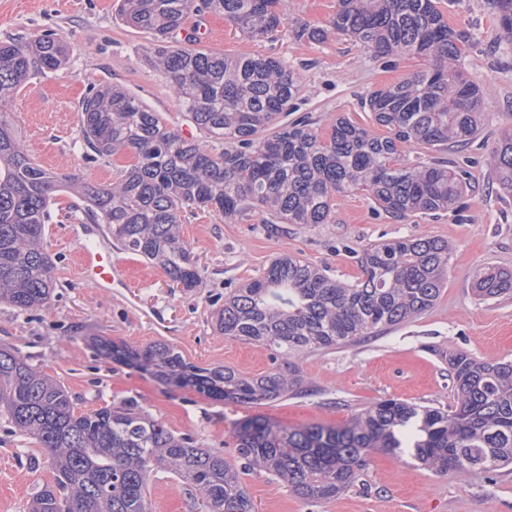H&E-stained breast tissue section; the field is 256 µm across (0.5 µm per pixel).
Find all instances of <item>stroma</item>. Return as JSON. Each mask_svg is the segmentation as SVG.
<instances>
[{
  "label": "stroma",
  "mask_w": 512,
  "mask_h": 512,
  "mask_svg": "<svg viewBox=\"0 0 512 512\" xmlns=\"http://www.w3.org/2000/svg\"><path fill=\"white\" fill-rule=\"evenodd\" d=\"M453 28L467 29L473 46L461 64L481 84L490 107L474 143L450 161L470 174V188L457 213L417 215L403 223L389 219L360 192L337 195L333 221L313 228L294 224L269 231L266 215L224 221L199 210L184 212L181 236L202 275L197 288H180L165 272L132 255L124 260L136 295L97 288L80 270L81 230L74 224L71 195L56 198L45 226V245L53 260L56 288L49 303L22 312L0 303V346L20 350L34 366L71 393L76 413L132 399L174 435L197 447L223 452L238 461L232 437L238 423L265 417L287 428L337 426L372 403L395 398L419 406L448 408L455 401L448 352H464L484 362L512 359V299L479 301L474 288L487 266L512 271V196L492 180L485 157L499 134L512 130V47L498 41L499 20L489 0H440ZM118 0H0V42H18L41 33L65 38L72 53L65 68L32 75L14 96L11 120L40 165L58 174H75L111 184L118 165L86 159L81 148L78 109L93 86L118 84L159 112L167 123L186 129L182 105L162 74L146 61L149 33L124 24ZM337 0H281L284 21L270 38L249 40L222 16L207 15L200 27L201 47L236 54L274 56L298 71L303 81L298 115L328 133L339 116L362 125L371 121L360 100L423 68L406 56L385 69L347 38L329 35L322 43L296 40L301 24L327 27ZM448 240L453 252L448 277L425 314L378 336L331 350L312 352L300 367L311 392L262 405L217 401L162 381L114 360L94 348L107 339L132 348L164 342L199 366H228L262 375L273 363L269 350L230 341L216 330L214 316L224 305L226 284L259 278L277 256L289 254L325 268L349 284L361 268L363 247L399 237ZM256 512H512V469L493 478L479 473L437 475L407 455L369 456L356 484L316 505L294 496L280 478L239 470ZM50 458L30 437L15 432L0 412V512H28L36 491L52 481ZM153 512H203L199 495L171 473H152Z\"/></svg>",
  "instance_id": "35a3bbf8"
}]
</instances>
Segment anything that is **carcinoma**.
<instances>
[{
  "label": "carcinoma",
  "instance_id": "obj_1",
  "mask_svg": "<svg viewBox=\"0 0 512 512\" xmlns=\"http://www.w3.org/2000/svg\"><path fill=\"white\" fill-rule=\"evenodd\" d=\"M280 0H121L128 25L153 37L149 64L166 79L204 140L186 138L124 88L103 84L84 96L78 121L94 159L134 156L112 184L59 178L36 163L15 136L8 106L35 72L66 64L69 47L54 33L0 43V302L21 311L52 297V262L43 246L58 193H70L105 225L116 248L160 267L182 288L202 282L177 231L182 213L226 219L258 209L280 224L330 223L336 195L361 191L396 220L456 208L468 171L441 155L477 138L488 108L483 88L457 69L472 45L439 0H337L331 30L386 65L417 56L425 67L361 99L385 137L345 117L328 137L310 119L282 122L302 91L299 74L272 56L226 55L179 39L193 16L220 13L251 39L283 23ZM499 37L512 45V0H492ZM327 30L298 26L297 40L321 42ZM423 148L426 162L405 153ZM500 188L512 193V133L486 158ZM453 247L436 237L395 238L363 248L361 279L343 283L292 255L275 258L252 282L224 295L216 326L224 338L272 351L275 367L249 376L202 367L174 347L138 349L102 339L108 355L145 363L158 376L219 401L259 405L311 391L304 355L353 344L430 310L445 284ZM480 301L512 296V273L488 266ZM455 405L447 410L384 399L343 425L282 428L256 416L238 424L244 467L282 478L299 498L318 503L350 488L376 452L409 453L438 475L512 465V360L448 355ZM0 408L14 428L50 455L53 480L29 512H152L148 480L168 470L197 490L208 512H254L238 470L224 454L174 436L134 401L77 414L69 392L36 371L22 352L0 347Z\"/></svg>",
  "mask_w": 512,
  "mask_h": 512
}]
</instances>
